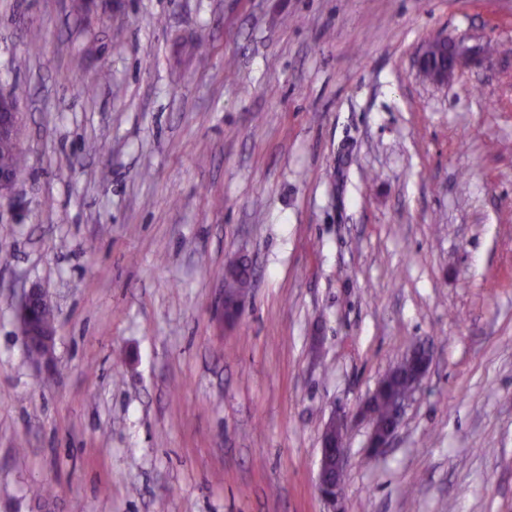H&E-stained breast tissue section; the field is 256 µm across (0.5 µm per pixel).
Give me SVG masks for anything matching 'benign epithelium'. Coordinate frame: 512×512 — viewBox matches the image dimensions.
<instances>
[{
  "label": "benign epithelium",
  "instance_id": "1",
  "mask_svg": "<svg viewBox=\"0 0 512 512\" xmlns=\"http://www.w3.org/2000/svg\"><path fill=\"white\" fill-rule=\"evenodd\" d=\"M433 43L444 45L448 49V67L436 68L431 63V57L422 52L417 59L419 70H429L433 83L449 86L456 71L479 62L483 49L478 45H469L465 40H450L446 36L431 39ZM21 123L17 100L10 94H0V142L10 141L17 144L18 124ZM50 307L46 291L41 287L30 288L24 292L16 311L17 319L22 328L27 348L33 358L39 360V351L51 347L54 343V326L48 322H36L37 313ZM243 312V296L238 293L224 295V321L232 324ZM417 363L415 378L411 388L403 393L386 394V384L389 375H384L377 383L375 390L359 409L360 416L371 423L368 447L375 455L389 446L395 436L401 415L412 400L415 392L421 386L430 363L431 353L424 346H416L405 352L401 361ZM387 397L388 414L384 421L375 419L374 407L378 400ZM344 422L342 419L331 418L327 424V436L322 441L321 458L317 475V488L323 501L331 507L342 496V483L346 467L344 455Z\"/></svg>",
  "mask_w": 512,
  "mask_h": 512
}]
</instances>
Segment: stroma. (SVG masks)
Wrapping results in <instances>:
<instances>
[{
	"instance_id": "35a3bbf8",
	"label": "stroma",
	"mask_w": 512,
	"mask_h": 512,
	"mask_svg": "<svg viewBox=\"0 0 512 512\" xmlns=\"http://www.w3.org/2000/svg\"><path fill=\"white\" fill-rule=\"evenodd\" d=\"M436 35L496 50L441 87L413 65ZM18 84L0 512H327L335 414L345 512H512V0H0ZM419 343L370 459L355 412ZM241 262L234 261L227 265L224 269V277L230 281H225V290L237 291L232 294H224V321L228 324H232L237 321L243 312V296L238 293H244L247 287V279L243 280H232L237 274L242 273L240 268ZM48 307L51 305L46 291L41 287H34L24 292L16 311L27 348L36 360L43 358L38 354L39 351L53 346L54 343V323L35 321L37 313ZM431 353L424 346H416L405 352L401 357V362L391 368L377 383L375 390L367 401L359 409L360 416L368 419L371 423V430L369 434L368 447L371 448V452L374 455L379 454L383 448H388L390 442L395 436L399 424L401 415L405 407L412 400L415 392L421 386L424 380L430 363ZM421 358V360H419ZM406 360L414 361L417 363L415 378L411 384L412 378L408 375L395 378L392 382V389L396 392L403 393L390 394L387 396L388 402V414L386 401H380L384 395H386V384L391 376L390 374L396 370L399 365H402ZM390 375V376H389ZM376 404L375 411L380 419L385 418L384 422L375 419L374 407ZM344 422L333 415L327 424V436L322 441L321 458L317 475V488L323 501L336 511L342 496V483L346 467L344 455Z\"/></svg>"
}]
</instances>
